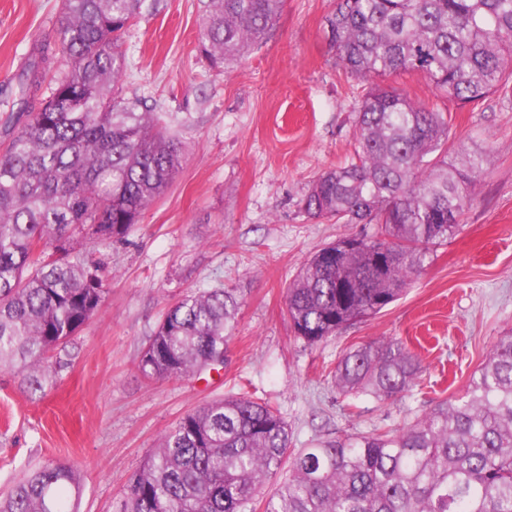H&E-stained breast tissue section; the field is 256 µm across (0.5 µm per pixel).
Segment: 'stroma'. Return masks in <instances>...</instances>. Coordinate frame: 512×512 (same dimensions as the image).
I'll return each instance as SVG.
<instances>
[{
    "label": "stroma",
    "instance_id": "stroma-1",
    "mask_svg": "<svg viewBox=\"0 0 512 512\" xmlns=\"http://www.w3.org/2000/svg\"><path fill=\"white\" fill-rule=\"evenodd\" d=\"M61 0H0V99L39 48H54ZM200 0H145L123 37L121 84L139 111L166 112L182 166L126 237L101 247L100 311L50 358L34 392L0 371V496L28 472L66 463L78 473L77 512H121L128 477L187 413L246 394L278 408L293 447L400 428L462 394L498 337L512 333V102L448 100L417 73L386 77L412 100L447 112L449 155L484 149L459 227L433 247L398 300L310 344L287 317L290 282L324 245L374 235L373 224L308 218L315 177L343 163L356 138L361 83L329 43L335 0H284L268 38L231 73L198 51ZM236 289L240 308L222 369L145 378L142 352L186 293ZM397 338L423 365L418 384L380 401L338 392L346 349Z\"/></svg>",
    "mask_w": 512,
    "mask_h": 512
}]
</instances>
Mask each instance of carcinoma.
I'll list each match as a JSON object with an SVG mask.
<instances>
[{"label": "carcinoma", "instance_id": "obj_1", "mask_svg": "<svg viewBox=\"0 0 512 512\" xmlns=\"http://www.w3.org/2000/svg\"><path fill=\"white\" fill-rule=\"evenodd\" d=\"M143 0H62L58 52L68 70L38 95L56 53L17 75L0 151V371L34 391L48 354L100 309L94 248L123 238L181 166L183 147L119 88L124 29ZM283 0H207L199 52L226 72L262 43ZM339 62L364 84L349 160L322 172L301 201L310 218L376 224L321 248L288 288L295 335L315 344L396 301L429 246L458 227L484 171L475 149L448 161V117L379 82L419 72L448 99L512 98V0H336L328 18ZM236 289L190 292L158 325L143 376L200 374L226 362ZM401 341L371 340L337 362L345 395L387 400L420 377ZM288 423L231 396L186 414L123 487L124 512H512V334L498 338L464 392L398 430L346 435L289 452ZM291 474L260 500L285 457ZM73 467L46 464L0 500V512L65 510Z\"/></svg>", "mask_w": 512, "mask_h": 512}]
</instances>
